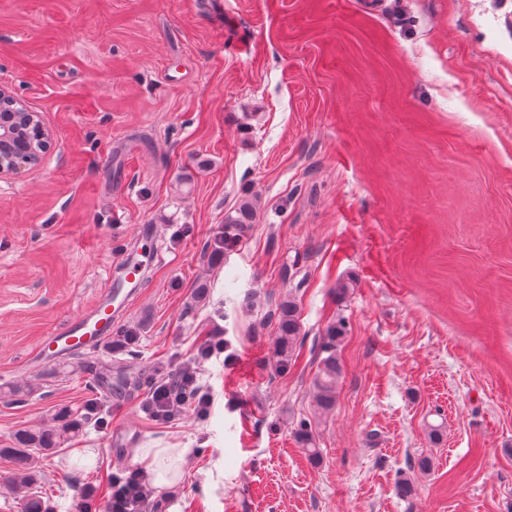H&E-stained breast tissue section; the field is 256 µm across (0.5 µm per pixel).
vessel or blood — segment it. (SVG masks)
Wrapping results in <instances>:
<instances>
[{"label":"vessel or blood","instance_id":"vessel-or-blood-1","mask_svg":"<svg viewBox=\"0 0 512 512\" xmlns=\"http://www.w3.org/2000/svg\"><path fill=\"white\" fill-rule=\"evenodd\" d=\"M138 238L143 242L142 247L133 253H123L120 258L119 278L107 279L104 288L87 309L64 326L50 331L41 343V351L35 355L36 361H45L50 352L60 357L74 352L93 354L111 336L137 294L141 269L158 260L157 251L144 246L145 241L155 238L153 225H141Z\"/></svg>","mask_w":512,"mask_h":512}]
</instances>
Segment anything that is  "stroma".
<instances>
[{
	"mask_svg": "<svg viewBox=\"0 0 512 512\" xmlns=\"http://www.w3.org/2000/svg\"><path fill=\"white\" fill-rule=\"evenodd\" d=\"M0 84L55 134L0 182V512L24 501L2 448L61 408L81 428L41 462L49 512H107L140 448L189 451L149 512H512V0H0ZM246 197L254 224L216 255ZM143 224L163 259L96 357L137 388L32 363ZM291 293L303 354L281 373ZM203 336L227 345L199 366L211 406L151 421L150 385ZM276 336L273 347L275 368L288 372L300 355L304 336H301L300 314L294 297L288 295L276 307ZM346 333V323L339 318L328 325L322 338L321 351L326 356L319 360L313 380V398L319 412H330L335 406L341 372L336 350ZM295 436L304 448L308 460L313 464H319L322 460V451L316 441L311 423L301 420L295 429Z\"/></svg>",
	"mask_w": 512,
	"mask_h": 512,
	"instance_id": "35a3bbf8",
	"label": "stroma"
}]
</instances>
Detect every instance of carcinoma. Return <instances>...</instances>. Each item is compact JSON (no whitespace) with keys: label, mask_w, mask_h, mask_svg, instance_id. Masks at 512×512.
Masks as SVG:
<instances>
[{"label":"carcinoma","mask_w":512,"mask_h":512,"mask_svg":"<svg viewBox=\"0 0 512 512\" xmlns=\"http://www.w3.org/2000/svg\"><path fill=\"white\" fill-rule=\"evenodd\" d=\"M256 206L250 200L240 203L235 214L224 216V248L228 249L239 242L248 224L253 222ZM276 336L273 347L275 368L286 372L295 366L303 347L300 314L297 302L290 296L283 299L276 307ZM347 333V326L339 318L330 323L322 338L321 351L324 353L317 365L313 380L314 402L320 412L331 411L336 403V384L340 376V364L336 356L337 346ZM57 425L46 428L38 426L17 432L13 438V447L0 448V456L7 455L19 465L15 482L29 486L36 479L35 455H47L59 446L61 438L74 433L72 412L60 409L54 416ZM297 441L304 448L308 460L319 464L322 451L316 441L311 423L302 420L295 429Z\"/></svg>","instance_id":"carcinoma-1"}]
</instances>
